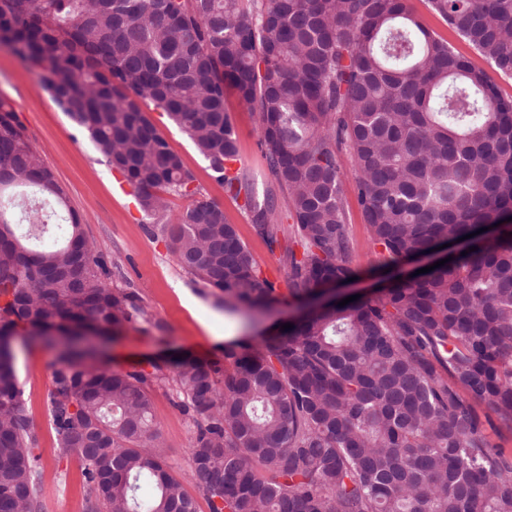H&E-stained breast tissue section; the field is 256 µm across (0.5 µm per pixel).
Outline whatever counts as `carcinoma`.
I'll list each match as a JSON object with an SVG mask.
<instances>
[{
    "label": "carcinoma",
    "mask_w": 512,
    "mask_h": 512,
    "mask_svg": "<svg viewBox=\"0 0 512 512\" xmlns=\"http://www.w3.org/2000/svg\"><path fill=\"white\" fill-rule=\"evenodd\" d=\"M512 77V0H427ZM0 46L42 81L131 188L144 231L215 302L297 305L293 328L223 359H178L191 480L209 512H512V456L477 407L512 430V97L430 33L406 0H0ZM258 117L276 181L239 161L227 97ZM193 141L211 177L281 252L265 276L149 111ZM393 268L446 244L453 260L371 298L320 302L358 275L338 159ZM24 125L0 98V512H41L38 435L7 338L49 321L115 338L150 321L71 216ZM167 195L192 203L172 222ZM485 227L487 231L477 233ZM471 238H466V235ZM468 254L461 255V252ZM164 367L115 370L69 348L48 392L58 461L83 464L85 512H200L166 463L152 387Z\"/></svg>",
    "instance_id": "1"
}]
</instances>
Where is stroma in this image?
I'll use <instances>...</instances> for the list:
<instances>
[{
    "label": "stroma",
    "mask_w": 512,
    "mask_h": 512,
    "mask_svg": "<svg viewBox=\"0 0 512 512\" xmlns=\"http://www.w3.org/2000/svg\"><path fill=\"white\" fill-rule=\"evenodd\" d=\"M407 5L429 31L483 69L502 95L512 96V79L502 76L441 16L432 12L426 0H408ZM0 96L12 103L43 163L63 188L68 208L78 215L97 255L113 264L112 283L131 284L149 314L148 320L129 325L120 337L110 341L105 360L112 367L128 369L151 362L166 367L180 354L216 359L222 357L228 341H253L261 330L287 322L294 309L283 303L274 304L261 314L230 312L216 306L205 288L195 284L173 261L164 242L152 240L144 233L141 215L127 187L118 183L115 172L89 137L80 133L44 88L40 69L31 67L5 47H0ZM226 108L239 135L242 165L258 174L259 187L272 186L274 179L258 145L256 114L232 97L228 98ZM151 118L205 195L223 207L228 221L236 225L262 271L276 275L279 254L268 250L254 234L247 214L210 177L208 164L192 141L165 113H152ZM348 229L354 244L353 263L360 276L346 290L373 295L378 280L385 274V257L372 244L362 213L354 204L349 207ZM56 361L54 349L43 343L18 349L17 369L24 406L39 439L44 486L41 512H84L87 484L81 461L75 457L63 462L56 459L47 403ZM176 401L172 385L155 388L154 411L168 450L167 464L185 480L191 469L188 446L193 424Z\"/></svg>",
    "instance_id": "35a3bbf8"
}]
</instances>
